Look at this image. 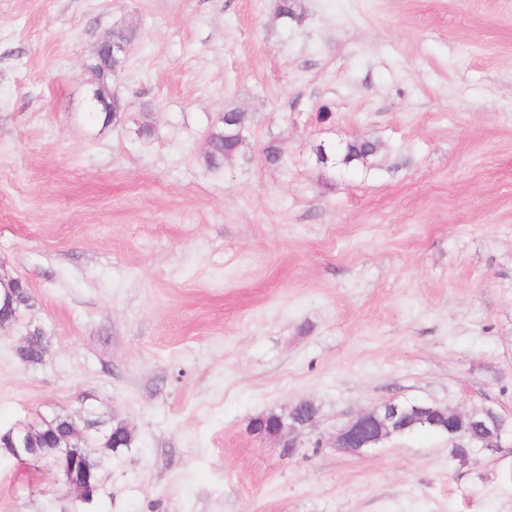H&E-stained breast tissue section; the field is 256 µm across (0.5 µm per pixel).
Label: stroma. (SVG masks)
<instances>
[{
	"label": "stroma",
	"mask_w": 512,
	"mask_h": 512,
	"mask_svg": "<svg viewBox=\"0 0 512 512\" xmlns=\"http://www.w3.org/2000/svg\"><path fill=\"white\" fill-rule=\"evenodd\" d=\"M301 4L0 0V273L34 299L0 327V431L91 408L133 437L88 506L0 454V512H512V429L463 464L429 433L332 446L391 400L512 425V0ZM121 21L105 126L83 63ZM230 108L247 141L211 170ZM361 138L364 165L311 151ZM302 400L295 449L252 431ZM90 93V100L93 108V112H91V114H93L92 118L101 120L103 124H107L111 117L112 120L117 118L119 114L118 110L122 106V103L119 100L113 108L114 112H112V97L103 95L100 89L96 86L91 88ZM97 110L99 112H95ZM247 113L236 109L222 113L217 123L208 134L204 150V162L210 169H218L224 165V159L241 153L246 143V128L250 123ZM244 126L243 136L238 128ZM30 331L29 345L23 355V363L33 366L43 361L48 346V338L40 327L34 326Z\"/></svg>",
	"instance_id": "obj_1"
}]
</instances>
